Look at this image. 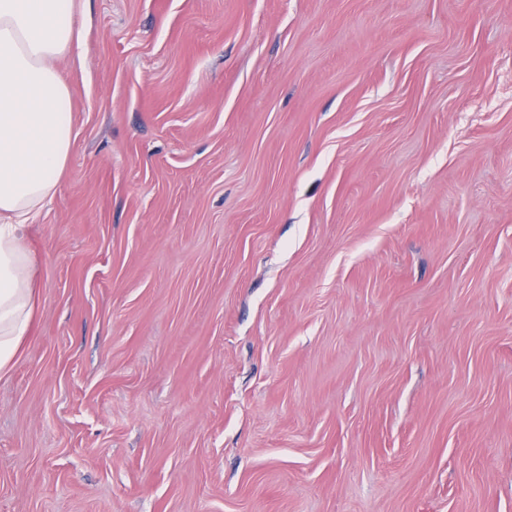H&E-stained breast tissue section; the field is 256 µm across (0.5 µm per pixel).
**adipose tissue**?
Returning a JSON list of instances; mask_svg holds the SVG:
<instances>
[{
	"label": "adipose tissue",
	"instance_id": "obj_1",
	"mask_svg": "<svg viewBox=\"0 0 512 512\" xmlns=\"http://www.w3.org/2000/svg\"><path fill=\"white\" fill-rule=\"evenodd\" d=\"M82 36L71 0H0V374L36 315L25 230L69 162L71 93L57 64Z\"/></svg>",
	"mask_w": 512,
	"mask_h": 512
}]
</instances>
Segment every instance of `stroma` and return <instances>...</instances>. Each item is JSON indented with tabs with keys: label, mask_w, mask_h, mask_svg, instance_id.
Wrapping results in <instances>:
<instances>
[{
	"label": "stroma",
	"mask_w": 512,
	"mask_h": 512,
	"mask_svg": "<svg viewBox=\"0 0 512 512\" xmlns=\"http://www.w3.org/2000/svg\"><path fill=\"white\" fill-rule=\"evenodd\" d=\"M0 512H512V0H74Z\"/></svg>",
	"instance_id": "obj_1"
}]
</instances>
